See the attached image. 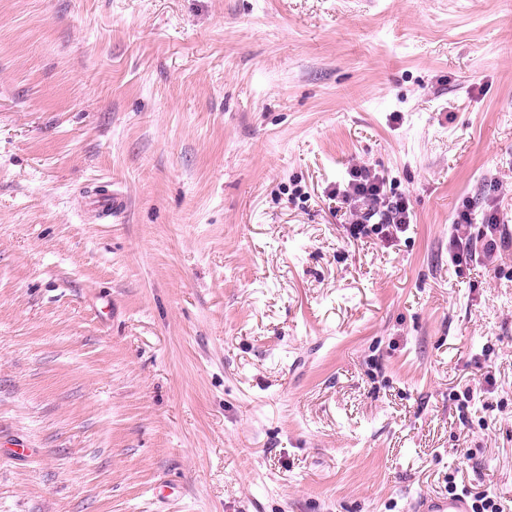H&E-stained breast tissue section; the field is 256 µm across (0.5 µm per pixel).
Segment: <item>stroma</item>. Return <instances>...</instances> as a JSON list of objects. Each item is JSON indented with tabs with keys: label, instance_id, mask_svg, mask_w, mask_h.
<instances>
[{
	"label": "stroma",
	"instance_id": "obj_1",
	"mask_svg": "<svg viewBox=\"0 0 512 512\" xmlns=\"http://www.w3.org/2000/svg\"><path fill=\"white\" fill-rule=\"evenodd\" d=\"M466 206L512 221V0H0V512H512ZM349 176L350 179L343 189L340 186L336 188V197H340L342 203L348 205L353 216L348 227L349 234L353 238L373 234L387 242L398 237L406 224H410L408 201L402 197L395 200L387 197L383 178L368 165H352ZM366 206L368 208H364ZM375 206L386 208V218L375 224H367L376 214L368 211ZM473 512H502L500 504L487 491L473 493ZM414 512H472L468 500L463 496L446 494L422 495L415 499Z\"/></svg>",
	"mask_w": 512,
	"mask_h": 512
}]
</instances>
